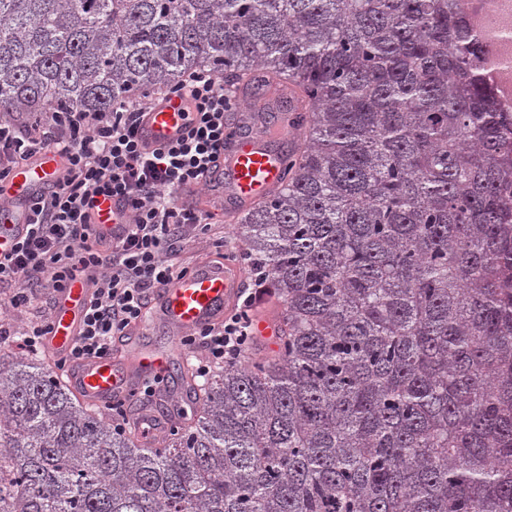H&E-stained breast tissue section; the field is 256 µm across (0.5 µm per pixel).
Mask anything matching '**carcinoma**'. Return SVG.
I'll return each mask as SVG.
<instances>
[{
    "instance_id": "cac0c4a2",
    "label": "carcinoma",
    "mask_w": 512,
    "mask_h": 512,
    "mask_svg": "<svg viewBox=\"0 0 512 512\" xmlns=\"http://www.w3.org/2000/svg\"><path fill=\"white\" fill-rule=\"evenodd\" d=\"M194 68L306 103L238 222L285 332L164 448L0 357V512H512V118L455 0H0V112Z\"/></svg>"
}]
</instances>
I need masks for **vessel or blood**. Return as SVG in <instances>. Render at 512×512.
Returning <instances> with one entry per match:
<instances>
[{
  "instance_id": "obj_1",
  "label": "vessel or blood",
  "mask_w": 512,
  "mask_h": 512,
  "mask_svg": "<svg viewBox=\"0 0 512 512\" xmlns=\"http://www.w3.org/2000/svg\"><path fill=\"white\" fill-rule=\"evenodd\" d=\"M191 119L182 99L160 101L143 114L141 138L148 148L164 146L177 140ZM291 143L292 128L286 122L235 135L227 142L224 159L210 173L208 183L223 188L228 216H241L257 200L280 189ZM63 168V159L47 150L11 175L6 190L0 191V256L11 252L24 235L31 200L55 190ZM128 218V212L117 200L101 201L100 229L127 223ZM241 280L240 271L226 264L187 274L159 288L149 318L164 323L170 336L168 345L161 349L139 347L133 337H124L117 341L112 357L85 361L70 369V388L90 405L103 407L113 398L127 394L138 382L156 376L171 378L173 364L186 358L181 338L221 321L236 302ZM89 294L82 278L74 279L58 294L50 316L51 332L45 340L49 354L62 355L71 349L79 335ZM280 329L281 319L275 313L257 317L253 323L254 336L267 352L275 350ZM166 429L167 424L161 419H146L137 425L140 440L148 447L164 436Z\"/></svg>"
}]
</instances>
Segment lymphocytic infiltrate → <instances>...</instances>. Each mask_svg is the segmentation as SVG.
<instances>
[{
    "mask_svg": "<svg viewBox=\"0 0 512 512\" xmlns=\"http://www.w3.org/2000/svg\"><path fill=\"white\" fill-rule=\"evenodd\" d=\"M163 95L184 98L195 114L186 136L166 149L148 151L138 141L140 116L156 103L149 91L109 112L74 107L30 125L0 120L1 183L43 151L65 160L57 191L31 205L25 235L0 259V286H20L0 304L7 309L25 305L37 288L53 295L75 277L90 282L81 333L61 365L111 355L115 338L129 335L142 321L156 290L186 275V268L172 261L177 231L206 228L212 217L179 202L177 193L204 187L224 153L229 128L224 80L210 70H192ZM101 196L117 198L131 218L108 236L95 227ZM270 293L267 275H257L252 287L241 290L233 313L184 337L185 347L205 348L195 365L199 378L239 362L255 341L254 310Z\"/></svg>",
    "mask_w": 512,
    "mask_h": 512,
    "instance_id": "1",
    "label": "lymphocytic infiltrate"
}]
</instances>
